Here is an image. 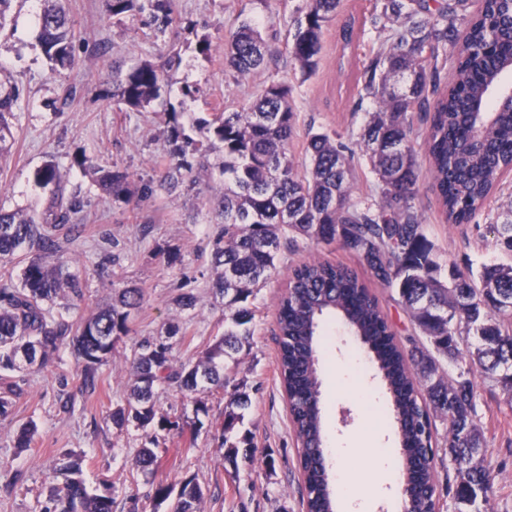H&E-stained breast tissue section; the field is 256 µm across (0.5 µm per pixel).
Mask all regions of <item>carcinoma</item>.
Wrapping results in <instances>:
<instances>
[{"label": "carcinoma", "instance_id": "1", "mask_svg": "<svg viewBox=\"0 0 512 512\" xmlns=\"http://www.w3.org/2000/svg\"><path fill=\"white\" fill-rule=\"evenodd\" d=\"M112 17L149 8L154 21L173 20L171 0H108ZM340 0H309L296 19L288 52L299 71L318 67L324 33L336 21ZM37 39L60 72L74 67L75 28L62 0H43L35 18ZM376 32V42L355 79L356 110L366 111L355 155L327 132L306 134L300 168L290 145L296 112L290 87L266 84L249 107L197 121L208 143L184 132L182 113H167V139L175 170L189 154L224 153V194L218 201L224 219L210 239L212 288L224 301V335L196 360L173 365V344L144 339L130 359L131 377L110 418L120 431L134 427L144 442L133 459L140 472L158 467V435H189L195 445L210 407L203 394L222 391L224 415L209 427L220 433L225 460H250L254 446L240 432L249 394L230 385L224 374L239 364L238 354L251 336L252 299L276 269L281 254L298 250V240L338 242L357 254L370 277L395 290L414 332L405 338L389 322L366 283L343 265L307 261L291 269L288 289L277 309L278 366L288 395V411L300 448L306 512H334L324 459L321 383L316 363L319 318L334 314L373 354L389 393L412 495L404 512H437L430 460L437 423L446 428L447 493L457 512H487L493 476L485 465V438L478 424L473 364L486 377L512 384V264L490 263L478 275L453 266L441 273L433 246L413 206L419 168L410 145L415 123L430 121L428 151L438 200L447 222L468 224L492 195L501 177L512 172V108L497 101L494 89L512 71V0H482L467 14L466 0H373L361 20L340 29L343 49L359 32ZM269 46L257 27L241 24L224 40V57L241 73L261 70ZM452 65L454 76L440 91V73ZM112 97L133 109L164 104L168 81L163 68L141 61L116 72ZM17 96L0 82V159L11 152L10 117ZM374 176L382 202L352 196L356 168ZM103 193L127 200L132 194L125 171L94 170ZM34 182L51 188L47 209H0V262L19 251L29 254L19 284L0 280V417L9 415L22 388L12 374L44 369L63 347L81 366L82 388L94 392L99 369L112 361L116 343L132 330L133 314L144 302L141 289H118L112 304L79 322L54 315L84 297L80 277L61 259V244L80 233L81 200L66 191L56 165L48 161ZM497 244L512 253V221L496 226ZM175 390L193 406V417L158 410L159 393ZM83 456H63L56 483L42 512H115L116 489L102 484L87 490ZM170 512H199L204 490L194 475L179 488L159 483L147 494Z\"/></svg>", "mask_w": 512, "mask_h": 512}]
</instances>
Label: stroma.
I'll return each mask as SVG.
<instances>
[{
  "mask_svg": "<svg viewBox=\"0 0 512 512\" xmlns=\"http://www.w3.org/2000/svg\"><path fill=\"white\" fill-rule=\"evenodd\" d=\"M66 3L76 23L73 69L53 72L37 42L33 15L40 0H14L16 25L0 32V80L18 90L11 118L15 145L0 162V207L42 211L49 191L37 186L33 175L45 160H54L69 190L84 204L85 232L64 245L63 255L70 270L85 280V296L64 310V318L79 321L109 304L114 290L124 286L141 288L145 302L134 316L132 332L117 344L112 362L100 368L94 395L82 394L80 368L66 350L42 372L25 377L11 413L0 417V512H41L54 484L53 469L69 452L84 455L88 487L105 479L122 498L145 497L152 485L174 484L193 474L205 488L201 512H306L299 449L279 382L275 314L289 267L303 259L315 256L361 270L357 256L339 243L301 241L297 253L281 256L253 302L249 348L231 378L251 397L243 428L252 435L255 462L229 464L220 438L203 432L192 448L167 437L158 449L156 471L143 475L131 466L141 445L137 432L118 433L110 413L124 395L128 359L141 340L164 337L167 323L182 324L184 333L175 338L173 350L179 364L197 357L224 332V306L210 290L208 246L221 222L216 197L224 187V154L209 152L203 168L196 156H189L190 168L183 171L177 188H162L176 164L164 133L165 108L197 117L237 111L274 79L292 88L297 136L291 151L297 162L305 160L302 143L311 128L338 133L345 144L355 146L365 115L354 111L348 73L339 64L361 58L373 37H360L358 49L344 55L336 26H329L319 66L305 78L289 56L288 44L293 21L309 0H172L173 21L163 28L145 10L113 22L107 0ZM247 20L268 40L270 53L262 70L241 74L225 64L222 45L225 36ZM202 38L215 45V52H199ZM140 60L166 64V105L134 110L113 101V62L130 65ZM425 137V125L415 126L412 140L420 177L414 207L438 261L475 271L485 262L512 261L492 232L493 225L512 218V175L503 177L474 221L447 223L432 186ZM81 154L104 168L127 171L134 186L132 198L105 197L93 177L75 164ZM167 246L180 251L179 262L171 267L158 254ZM189 290L197 295V306L180 310L175 299ZM318 334L316 368L327 440L345 448L371 428L381 446L397 447L392 416L375 420L359 403L358 388L336 383L328 372L329 365L361 349V341L343 333L330 316L322 318ZM474 380L486 462L495 477L488 509L512 512V391L479 374ZM29 420L36 423L38 434L30 447L21 449L17 432ZM268 458L273 467L265 466Z\"/></svg>",
  "mask_w": 512,
  "mask_h": 512,
  "instance_id": "35a3bbf8",
  "label": "stroma"
}]
</instances>
